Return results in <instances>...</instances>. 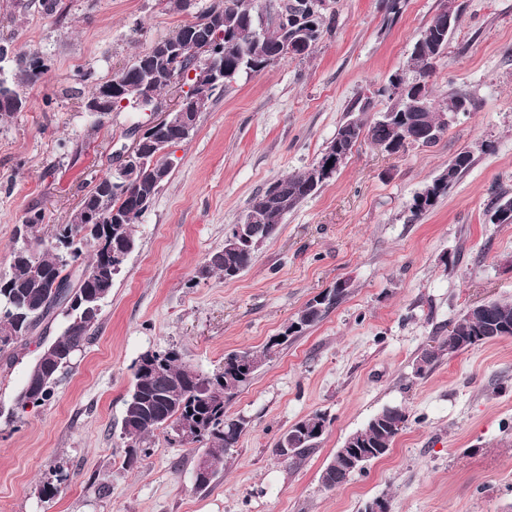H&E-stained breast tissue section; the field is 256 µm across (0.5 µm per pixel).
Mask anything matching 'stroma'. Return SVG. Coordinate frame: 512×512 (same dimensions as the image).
Here are the masks:
<instances>
[{"instance_id": "1", "label": "stroma", "mask_w": 512, "mask_h": 512, "mask_svg": "<svg viewBox=\"0 0 512 512\" xmlns=\"http://www.w3.org/2000/svg\"><path fill=\"white\" fill-rule=\"evenodd\" d=\"M0 0V73L39 53L47 72L27 106L0 117V274L29 211L43 234L68 223L154 113L94 115L84 103L135 53L195 21L212 0ZM442 0H405L387 21L381 0H333L331 29L307 57L241 73L171 148V174L133 226L129 254L91 341L53 397L22 418L9 410L38 354L37 338L0 363V512H512V338L416 364L467 308L512 301V224H491L496 194L512 196V0H456L459 25L429 79L436 104L466 95L433 146L396 154L357 147L340 173L288 211L275 237L232 282L199 276L250 198L309 167L349 113L391 106L393 75L415 80V41ZM472 161L436 206L413 221L408 205L458 152ZM348 293L289 337L226 407L247 429L224 470L197 489L203 447L153 439L127 465L121 434L132 366L176 348L186 367L220 370L225 355L283 334L304 305L337 282ZM396 407L408 420L390 453L327 489L321 473L344 438ZM329 424L297 461L278 438L306 416Z\"/></svg>"}]
</instances>
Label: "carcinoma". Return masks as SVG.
<instances>
[{"label": "carcinoma", "mask_w": 512, "mask_h": 512, "mask_svg": "<svg viewBox=\"0 0 512 512\" xmlns=\"http://www.w3.org/2000/svg\"><path fill=\"white\" fill-rule=\"evenodd\" d=\"M239 2L241 0H214L210 9L196 21L181 26L173 35L154 43L148 50L134 54L130 64L116 73L114 78L122 80L124 85L144 84L150 96L143 101L130 98L125 104L116 99L112 102L111 111H119L129 105L154 112L161 94L178 84L185 87L183 97L195 99L194 112L199 114L207 109L213 95L227 88L240 73L260 72L270 64L288 58L282 45L284 37L289 36L303 43L299 51L301 56L309 55L321 39L318 27L322 21L311 13L314 0H280L282 6L278 19L268 23L266 34L254 40L241 39L236 36V31L247 23L248 14L242 10ZM207 21L218 22V26L209 32L211 57L213 68L224 72V79L212 86L210 95L199 98L196 79L189 77L194 55L186 54L183 63L171 70L170 60L164 56L163 48L181 42L188 29L202 26ZM457 24L458 19L450 21L439 13L415 43L411 61L423 84H428V78L445 52L449 35ZM35 58L34 53L21 58L14 83L0 86V92L9 94L22 105L27 104L21 87L37 83L45 75L44 68L34 63ZM465 102L467 99L462 96L450 95L444 107L418 112L413 122L404 120L406 103L403 100H396L388 108V117L369 116V104L365 103L359 108L355 131L348 130L342 124L337 128L332 142L348 149L365 140L386 150L400 151L412 144L430 147L445 132L438 114L453 113ZM148 133L156 147L141 154L136 164L125 172L127 181L116 185L111 173L99 179L85 195L70 223L57 225L48 238L37 235V228L44 221L42 213L29 214L22 224L23 233L14 241L11 270L0 279V356L12 355L39 323L51 315H65L68 325L53 341L41 344L42 350L16 394L17 410L23 411L30 405L40 406L51 398L57 376L71 356L90 341L102 304L112 293L110 287L100 289L95 280L87 281L76 288V297H93L99 292L102 296H98L92 308L82 310L70 305L63 291L56 287L58 279L71 268L76 271L97 270L104 263L116 260L117 248L109 252L101 245V228L88 223L87 212L102 209L125 217L122 233L133 243V224L148 210L160 191L163 181L159 180V176L170 174V163L162 150L177 145L175 134L162 127L151 126ZM470 163L471 157L466 151L458 153L448 162V180L436 177L425 186L423 193L412 198L408 207L411 220H417L433 209ZM314 173L315 166L311 165L275 182L280 195L288 202V208H295L331 180L327 176L315 183ZM257 212L259 220L250 225L252 246L220 251L221 260L212 262L208 272H219L224 281L229 282L239 276V270L251 265L258 241L267 237L271 226L278 224V219L283 215L280 208H259ZM33 243L39 249L31 255L26 246ZM86 250L92 251V257L87 262L82 259ZM344 294L342 290L329 296L321 312L312 311L310 305H305L286 327L283 340L320 322L325 311ZM486 336L488 331L484 318L475 313L460 316L448 335L434 340V344L424 350L421 357L423 366L418 368L417 373H423L424 368L433 366L444 356L452 357L459 353L458 340L465 339L468 344L479 346L485 343ZM279 345L281 342L275 337L258 350L231 353L224 357L221 371L207 375L184 366L179 352L173 348L141 355L134 364L133 388L124 402L122 434L128 440L129 447H141L144 453H149L150 447L146 443L157 432L174 435V440L182 445L204 442L208 444L205 454L221 463L213 475L221 473L224 470V451L234 447L246 429L244 419L228 416L224 408L250 383L273 348ZM216 389L224 393V402L220 405L212 399V392ZM406 421V414L398 408L389 407L377 412L359 429L360 450L373 461L383 458ZM325 422L326 416L318 412L296 422L276 442V454L286 461L304 457L317 446L323 436ZM180 428L195 431L194 438H179L176 430ZM290 438L295 442V450L287 455L280 448L283 441Z\"/></svg>", "instance_id": "1"}]
</instances>
